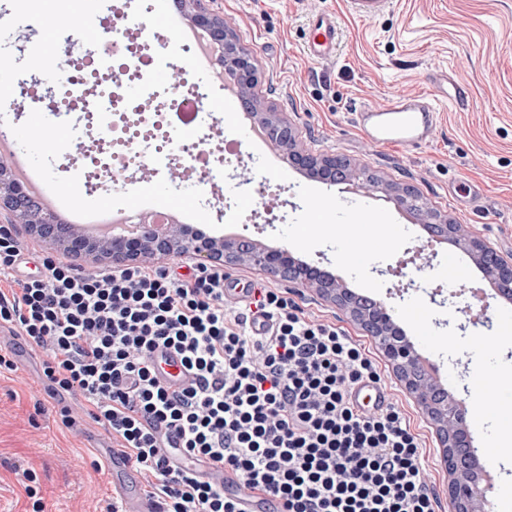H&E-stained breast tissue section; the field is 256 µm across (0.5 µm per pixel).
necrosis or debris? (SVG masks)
I'll list each match as a JSON object with an SVG mask.
<instances>
[{"instance_id": "1", "label": "necrosis or debris", "mask_w": 512, "mask_h": 512, "mask_svg": "<svg viewBox=\"0 0 512 512\" xmlns=\"http://www.w3.org/2000/svg\"><path fill=\"white\" fill-rule=\"evenodd\" d=\"M151 10V0H114L107 17L111 38L80 50L57 79L55 99H48L37 80L21 84L20 97L27 110H48L91 130L87 144L67 157L83 186L111 180L116 169L135 185L144 176L176 168L202 193L220 197L217 173L226 162L241 158L240 147L233 139L209 134L184 140L179 127L202 125L201 101L220 100L224 88L215 84L209 93L199 92L192 78L198 42L173 41L148 26ZM164 64L183 71L177 90L159 89L154 82V72ZM146 157L151 160L147 167L142 164Z\"/></svg>"}]
</instances>
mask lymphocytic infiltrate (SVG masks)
<instances>
[{
	"label": "lymphocytic infiltrate",
	"mask_w": 512,
	"mask_h": 512,
	"mask_svg": "<svg viewBox=\"0 0 512 512\" xmlns=\"http://www.w3.org/2000/svg\"><path fill=\"white\" fill-rule=\"evenodd\" d=\"M24 260L0 226V328L42 359L44 389L69 400L61 425L101 426L142 474L158 512H439L424 444L394 403L373 412L349 393L381 383L379 364L335 323L276 288L224 307V268L183 275L145 260L84 272ZM268 329L255 335L253 317ZM173 349L191 375L170 389L152 355Z\"/></svg>",
	"instance_id": "1"
}]
</instances>
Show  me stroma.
Listing matches in <instances>:
<instances>
[{"instance_id":"1","label":"stroma","mask_w":512,"mask_h":512,"mask_svg":"<svg viewBox=\"0 0 512 512\" xmlns=\"http://www.w3.org/2000/svg\"><path fill=\"white\" fill-rule=\"evenodd\" d=\"M209 10L228 22L242 45L254 56L259 80L254 94L264 106L285 113L299 145L315 155H338L368 169L385 183L414 186L422 202L465 225L501 255L512 257V0H391L389 10L374 19H356L345 0H207ZM108 0H48L39 33L19 26L13 14L0 11V91L12 96V82L27 78L15 57L35 46L47 77L71 33L98 27L107 15ZM336 14L343 37L334 62L309 58L304 32L310 16ZM444 71L469 93L467 106L443 108L426 146L408 150L371 144L353 122L363 105H382L396 95L429 92L428 73ZM11 132L30 134L27 159L57 187L59 193L94 205L105 214L114 203L137 210L133 195L116 186L85 196L62 166V153L52 137L48 113L31 111L15 118ZM245 158L224 169L223 198L201 194L185 176H159L163 197L171 206L197 211L212 225L224 221L225 206L259 209L268 202L261 181L281 187L275 224L245 225V235L266 247L288 249L294 257L322 271L344 269L347 287H364L370 297L394 310L411 305L427 313L435 344L433 355L443 365L455 394L474 406L472 380L477 365L489 360L512 366V339H497L486 349L484 327L468 325L462 312L466 295L452 296L440 270L446 253L423 247V228H394L404 206L373 191L377 206L362 208L355 200L321 196L292 165L276 168L261 154L244 146ZM323 205V230L302 245L300 225L314 223L316 205ZM334 232H326V225ZM371 228L376 252L363 264L348 263L349 245L358 244ZM420 249L410 273L392 275L406 250ZM232 277L256 278L258 283L289 290L306 313L335 322L368 350L380 367L390 399L404 413L425 444L426 479L440 500L448 498V474L427 414L414 402L376 341L329 301L298 285L274 278L251 266L225 265ZM26 340L0 330V354L9 356L17 372L0 374V512H29L22 472L34 470L48 512H110L112 473L101 468L106 433L85 423L82 433L61 428L56 412L60 397L49 396L39 384L37 356L26 353Z\"/></svg>"}]
</instances>
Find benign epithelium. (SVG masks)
<instances>
[{
    "label": "benign epithelium",
    "mask_w": 512,
    "mask_h": 512,
    "mask_svg": "<svg viewBox=\"0 0 512 512\" xmlns=\"http://www.w3.org/2000/svg\"><path fill=\"white\" fill-rule=\"evenodd\" d=\"M192 10L196 25L210 41L224 49V67L239 87L244 106L258 116L270 139L295 165L306 167L330 182L354 181L362 175L349 161L338 156H317L297 148L293 125L281 112L265 109L252 89L258 82L253 56L241 45L236 32L206 7V0H180ZM398 200L412 207L427 232L445 238L466 252L486 277L512 297V261L493 247L473 237L461 224L425 206L415 204L418 191L405 184L395 188ZM0 210L9 214L10 223L21 224L26 231L49 242L63 255L93 261L137 263L145 259L162 260L171 254H184L204 265L222 261L250 264L282 280L296 283L332 302L346 312L379 344L397 372L408 394L427 413L435 430L442 459L448 472V502L451 512H489L491 487L485 483L486 466L473 452V443L465 419L464 402L443 387L428 370L414 344L400 330L393 317L384 314L386 306L372 298L358 295L335 278L299 263L285 249H267L253 241L206 237L188 225L159 228L144 224L138 237L125 246L110 238L89 239L76 229L61 231L51 218L33 208L11 178L9 164L0 162Z\"/></svg>",
    "instance_id": "1"
}]
</instances>
